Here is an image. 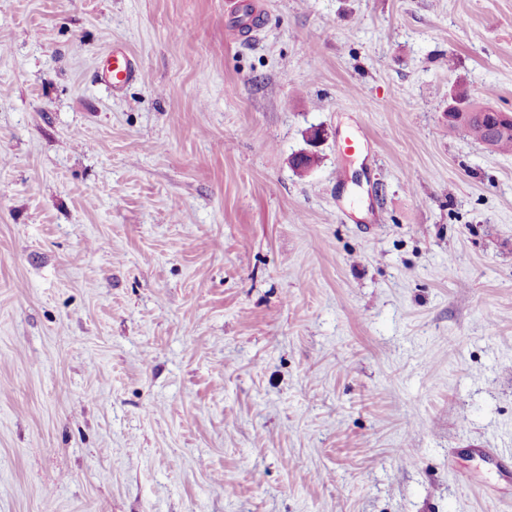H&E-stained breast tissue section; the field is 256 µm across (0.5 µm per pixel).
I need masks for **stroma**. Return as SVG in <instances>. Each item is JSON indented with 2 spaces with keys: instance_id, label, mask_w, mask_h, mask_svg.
<instances>
[{
  "instance_id": "1",
  "label": "stroma",
  "mask_w": 512,
  "mask_h": 512,
  "mask_svg": "<svg viewBox=\"0 0 512 512\" xmlns=\"http://www.w3.org/2000/svg\"><path fill=\"white\" fill-rule=\"evenodd\" d=\"M258 2L0 0V512H512V0ZM107 83L112 91L118 92L137 77V71L131 58L122 50H112V56L106 59ZM464 101L459 103L470 112H465L462 119L458 118L456 113L448 116V129L455 131L463 127L476 140L483 142L487 139L489 127L488 119L490 115L485 112H498L488 106L469 99L467 96L462 97Z\"/></svg>"
}]
</instances>
